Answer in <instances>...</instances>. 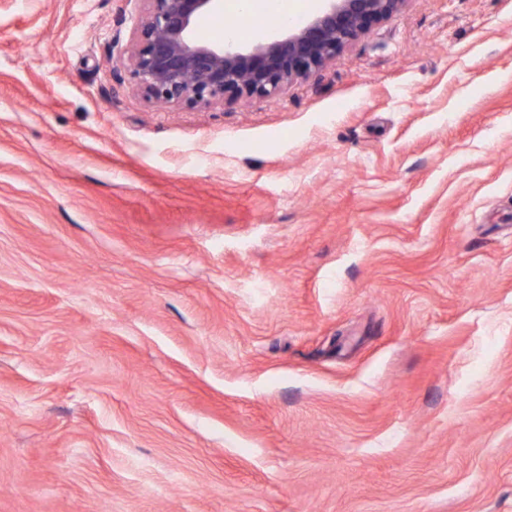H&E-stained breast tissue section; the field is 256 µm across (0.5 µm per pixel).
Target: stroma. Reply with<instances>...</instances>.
Wrapping results in <instances>:
<instances>
[{"instance_id":"obj_1","label":"stroma","mask_w":512,"mask_h":512,"mask_svg":"<svg viewBox=\"0 0 512 512\" xmlns=\"http://www.w3.org/2000/svg\"><path fill=\"white\" fill-rule=\"evenodd\" d=\"M136 0H0V512H512V0L152 107Z\"/></svg>"}]
</instances>
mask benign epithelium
Listing matches in <instances>:
<instances>
[{
    "label": "benign epithelium",
    "mask_w": 512,
    "mask_h": 512,
    "mask_svg": "<svg viewBox=\"0 0 512 512\" xmlns=\"http://www.w3.org/2000/svg\"><path fill=\"white\" fill-rule=\"evenodd\" d=\"M138 2L126 58L136 91L151 104L207 109L273 96L311 78L407 0H322L284 34L248 47L230 36H200L198 20L220 11L224 0Z\"/></svg>",
    "instance_id": "benign-epithelium-1"
}]
</instances>
